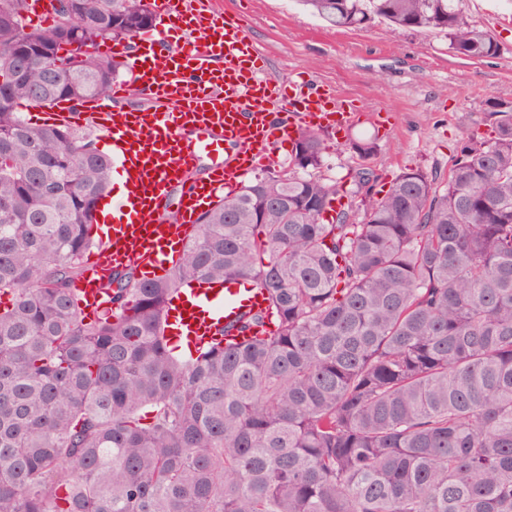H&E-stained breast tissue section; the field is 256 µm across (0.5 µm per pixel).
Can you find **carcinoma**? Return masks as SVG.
<instances>
[{
  "label": "carcinoma",
  "mask_w": 512,
  "mask_h": 512,
  "mask_svg": "<svg viewBox=\"0 0 512 512\" xmlns=\"http://www.w3.org/2000/svg\"><path fill=\"white\" fill-rule=\"evenodd\" d=\"M301 3L338 29L379 17L498 52L455 0ZM25 8L0 0V512H512V103L487 102L489 134L462 140L446 180L254 178L164 274H112L87 321L74 286L112 159L19 106L108 97L118 63L98 42L157 12L64 0L41 28ZM323 152L302 129L292 165ZM210 281L265 292L238 328L261 335L183 358L170 301Z\"/></svg>",
  "instance_id": "carcinoma-1"
}]
</instances>
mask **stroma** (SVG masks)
Returning <instances> with one entry per match:
<instances>
[{
  "mask_svg": "<svg viewBox=\"0 0 512 512\" xmlns=\"http://www.w3.org/2000/svg\"><path fill=\"white\" fill-rule=\"evenodd\" d=\"M215 7L245 19L268 58L269 77L331 85L358 107L359 119L346 132L322 133L319 174L346 189L363 165L352 141H376L365 165L380 183L407 168L444 175L454 145L487 132L486 102L512 101V0H459L463 16L498 42L497 54L482 60L454 55L442 33L381 19L332 28L298 0H215Z\"/></svg>",
  "mask_w": 512,
  "mask_h": 512,
  "instance_id": "stroma-1",
  "label": "stroma"
}]
</instances>
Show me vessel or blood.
I'll use <instances>...</instances> for the list:
<instances>
[{
	"instance_id": "1",
	"label": "vessel or blood",
	"mask_w": 512,
	"mask_h": 512,
	"mask_svg": "<svg viewBox=\"0 0 512 512\" xmlns=\"http://www.w3.org/2000/svg\"><path fill=\"white\" fill-rule=\"evenodd\" d=\"M158 28L134 42L98 45L130 73L109 98L62 102L51 118L91 127L112 148L130 188L109 200L112 222L75 288L88 318L109 307V275L135 267L145 278L170 264L198 217L248 173L268 164L279 143L305 127L343 129L357 120L334 90L308 80L274 85L246 27L212 0H161ZM145 105L123 108L130 93ZM247 284L187 288L173 302L177 335L204 344L265 308Z\"/></svg>"
}]
</instances>
